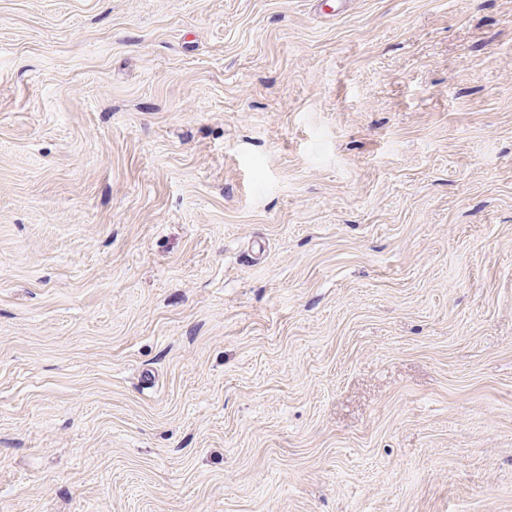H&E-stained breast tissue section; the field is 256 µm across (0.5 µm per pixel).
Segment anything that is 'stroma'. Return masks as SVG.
<instances>
[{"label":"stroma","mask_w":512,"mask_h":512,"mask_svg":"<svg viewBox=\"0 0 512 512\" xmlns=\"http://www.w3.org/2000/svg\"><path fill=\"white\" fill-rule=\"evenodd\" d=\"M0 0V512H512V0Z\"/></svg>","instance_id":"obj_1"}]
</instances>
